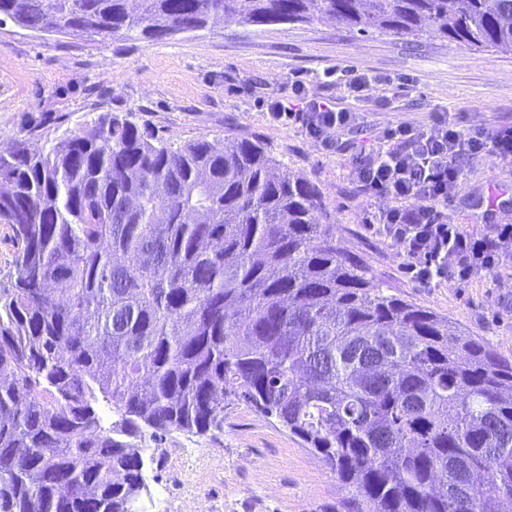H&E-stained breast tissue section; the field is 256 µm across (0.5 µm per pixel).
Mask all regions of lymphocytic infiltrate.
Returning a JSON list of instances; mask_svg holds the SVG:
<instances>
[{"label": "lymphocytic infiltrate", "instance_id": "obj_1", "mask_svg": "<svg viewBox=\"0 0 512 512\" xmlns=\"http://www.w3.org/2000/svg\"><path fill=\"white\" fill-rule=\"evenodd\" d=\"M300 101L292 109L290 100ZM272 120L299 124L324 149H338L335 132L352 126V112L335 102L309 95L307 83L291 81L286 95L269 104ZM484 157L512 160V126L492 132L465 130L445 114L429 124L399 123L384 132V144L365 151L350 175L361 197L387 196L391 204L365 221L377 225L417 281L429 284L455 276L466 280L512 260V224H493L481 231L452 224L441 202L464 176L465 162Z\"/></svg>", "mask_w": 512, "mask_h": 512}]
</instances>
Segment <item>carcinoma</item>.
I'll use <instances>...</instances> for the list:
<instances>
[{
  "instance_id": "1",
  "label": "carcinoma",
  "mask_w": 512,
  "mask_h": 512,
  "mask_svg": "<svg viewBox=\"0 0 512 512\" xmlns=\"http://www.w3.org/2000/svg\"><path fill=\"white\" fill-rule=\"evenodd\" d=\"M512 53V0H0L45 35L240 23ZM0 512H130L146 442L276 419L360 512H512V363L384 292L307 179L246 137L180 145L111 113L0 154Z\"/></svg>"
}]
</instances>
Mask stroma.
<instances>
[{
  "label": "stroma",
  "instance_id": "obj_1",
  "mask_svg": "<svg viewBox=\"0 0 512 512\" xmlns=\"http://www.w3.org/2000/svg\"><path fill=\"white\" fill-rule=\"evenodd\" d=\"M388 76L383 96L347 98L350 71ZM301 75L310 95L332 99L356 120L339 153L317 146L295 124L275 122L267 104ZM122 112L165 139L248 137L311 181L320 223L388 293L448 317L512 362V272L497 268L461 282L422 284L397 250L363 222L383 196L358 197L348 172L361 146L378 144L389 124L428 123L441 112L466 129L512 124V54L477 51L435 37L359 35L330 20L311 25H224L174 38L38 36L0 26V150L20 138L40 149L98 116ZM471 228L512 224V162H471L442 205ZM139 512H359L356 494L321 456L242 402L224 426L204 435L171 432L145 457Z\"/></svg>",
  "mask_w": 512,
  "mask_h": 512
}]
</instances>
